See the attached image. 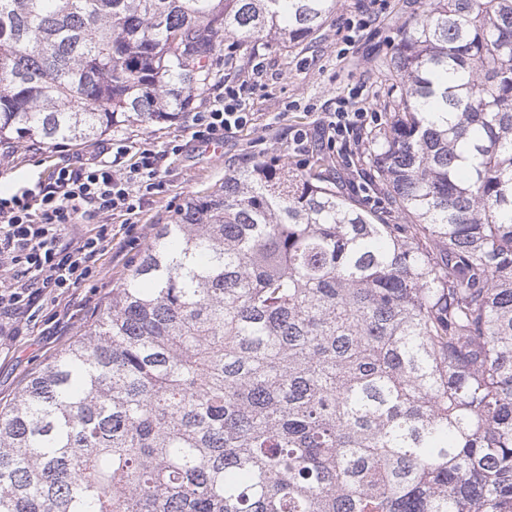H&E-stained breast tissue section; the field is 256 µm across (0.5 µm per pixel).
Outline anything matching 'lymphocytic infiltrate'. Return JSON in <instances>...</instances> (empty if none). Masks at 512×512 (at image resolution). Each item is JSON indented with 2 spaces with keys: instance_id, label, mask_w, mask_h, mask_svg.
I'll return each instance as SVG.
<instances>
[{
  "instance_id": "f902f5d3",
  "label": "lymphocytic infiltrate",
  "mask_w": 512,
  "mask_h": 512,
  "mask_svg": "<svg viewBox=\"0 0 512 512\" xmlns=\"http://www.w3.org/2000/svg\"><path fill=\"white\" fill-rule=\"evenodd\" d=\"M244 83L226 84L222 93L209 99L204 111L195 113L188 127L192 141L208 143L225 138L245 126L249 115ZM370 96L367 86L337 99L327 113L325 127L329 144L354 152L363 134L375 121V113L363 108ZM182 141H171L165 153L138 151L128 172L115 169L113 156L128 147L112 140L102 146L103 159L78 167L55 169L51 182L37 194L0 193V264L11 267L9 281H0V317L34 318L41 301L58 298L100 274L99 261L111 243L106 226L89 231L70 242L68 225L91 221L109 212L137 217L147 195L162 191L159 167L164 156L181 155Z\"/></svg>"
}]
</instances>
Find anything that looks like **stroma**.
Wrapping results in <instances>:
<instances>
[{"label": "stroma", "instance_id": "35a3bbf8", "mask_svg": "<svg viewBox=\"0 0 512 512\" xmlns=\"http://www.w3.org/2000/svg\"><path fill=\"white\" fill-rule=\"evenodd\" d=\"M420 11V0H336V9L324 26L294 48L273 47L256 60L226 65L224 75L254 83L246 100L251 121L224 139L222 151L200 147L188 139L190 114L157 125H131L112 131L115 139L135 147L164 149L180 139L186 147L163 172L164 193L152 196L129 227L127 217L114 213L106 220L112 244L101 260V273L61 300L45 301L36 321H18L15 335L0 338V407L7 405L22 384L62 348L84 336L96 316L110 301L113 289L122 287L145 248L156 225L169 221L188 198L213 190L224 175L250 161L272 155L297 165L327 157L326 174L345 194L368 207L382 197L373 185L357 176L347 154L325 144L322 115L334 111L336 100L367 84L379 88L382 63L400 37L405 20ZM369 18L364 31H350L346 19ZM308 132L310 152L295 155V130ZM100 140L82 145L51 144L36 136L0 141V190L34 191L48 184L56 164L90 162Z\"/></svg>", "mask_w": 512, "mask_h": 512}]
</instances>
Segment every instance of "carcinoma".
I'll list each match as a JSON object with an SVG mask.
<instances>
[{
  "instance_id": "cac0c4a2",
  "label": "carcinoma",
  "mask_w": 512,
  "mask_h": 512,
  "mask_svg": "<svg viewBox=\"0 0 512 512\" xmlns=\"http://www.w3.org/2000/svg\"><path fill=\"white\" fill-rule=\"evenodd\" d=\"M336 0H0V139L173 122ZM363 162L185 203L0 409V512H512V0H421Z\"/></svg>"
}]
</instances>
